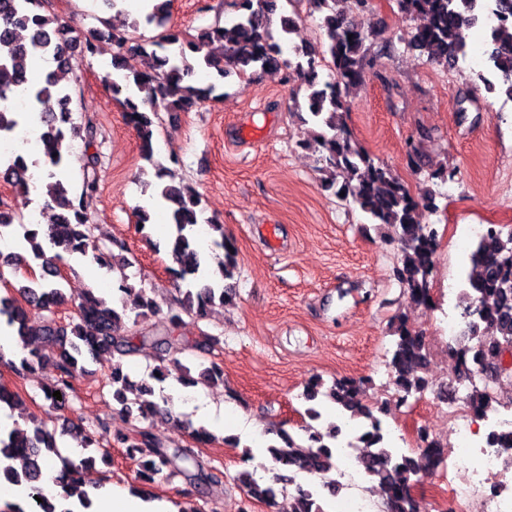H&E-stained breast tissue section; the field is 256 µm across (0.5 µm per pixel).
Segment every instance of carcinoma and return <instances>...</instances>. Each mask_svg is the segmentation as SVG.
Wrapping results in <instances>:
<instances>
[{"instance_id": "1", "label": "carcinoma", "mask_w": 512, "mask_h": 512, "mask_svg": "<svg viewBox=\"0 0 512 512\" xmlns=\"http://www.w3.org/2000/svg\"><path fill=\"white\" fill-rule=\"evenodd\" d=\"M309 11L320 14V26L326 41L295 49L296 61L283 56L282 43L294 33L297 18L282 13L281 0H232L238 16L231 24L216 22L197 34L174 31L168 27L171 0H154L149 12L133 19L132 28L152 27L158 34L133 42L126 31L113 27L95 29L81 39L74 28L55 14L43 10L44 0H0V135H8L24 126L23 117L39 114L35 134L41 143L46 164L51 167L48 181L39 186L43 208L53 212L46 237L56 252L49 255L38 241L39 232L32 225L15 220L13 213L0 212V226L17 223L22 239L31 246L28 254L9 252L0 260V280L5 269L15 273L37 265L40 273L20 283L17 299L0 298V317L15 329L23 345L33 348L19 361H9L16 374L35 373L36 367L50 363L58 371L52 384L41 387L48 402L44 415L28 411L22 397L0 385V404L20 410V417L32 425L31 430L15 428L0 433V476L11 483L25 482L33 494L42 498L35 502L39 512H73L57 509L55 496L41 486L46 464L45 450L56 447V432L48 423L63 420L72 429L80 428L74 414L73 381L86 372V362L106 356L111 366L105 385L112 391V417L130 425L147 420L165 411L168 398L154 400L155 390L146 381L133 380L125 369L124 358L133 354L137 344H151L163 364L156 366L157 382L174 376L185 387L209 384L223 377V367L210 359L220 338L205 332L189 341L175 331L189 317L196 323L205 321L212 308L232 303L235 289L230 280L237 272L236 248L224 236V225L210 220L215 232L212 248L224 251V260L214 273L207 270L206 257L196 238V226L203 213L197 191L179 181L161 184L157 196L170 213L174 233L169 255L173 265L168 270L176 281L175 292L166 313L153 296V291L130 282L126 270L131 260L122 255L125 243L118 240L106 245L94 234L93 206L99 193L98 152L99 129L90 120L77 124L71 104L73 89L60 84L59 72L67 65L71 51L80 46L95 56L112 46V71L106 82L115 93L124 90L142 92L136 103L125 97L126 117L136 129L141 158L151 161L154 153V130L160 123V111L191 112L207 102L215 85L199 86L192 81L200 68L226 78L230 73L249 71H284L288 82L306 89L303 102L297 104L298 120L306 127L305 138L298 146L314 156L320 174V185L334 189L341 200L357 206L373 224L386 229L388 241L400 253L392 276L403 287V294L414 304L431 306L430 278L440 245L439 231L424 224L420 211L438 209L436 195L431 191L415 195L393 171L352 139L346 118L349 106L345 94L364 85L366 70L377 65L383 50H373L369 31L356 27L348 13L337 8V0H306ZM399 9L419 19L409 39V48L444 68L455 65L466 56V40L460 36L461 24L473 0H396ZM134 50L144 58L145 70L125 72L126 52ZM491 70L498 73L499 84L512 99V29L499 34L498 42L486 45ZM51 59L55 69L46 71L38 80L28 77L30 64L36 57ZM332 80L321 81L323 69ZM83 142L80 160V184L71 180V159L75 155V139ZM4 178L20 193L30 192L28 164L23 162L4 168ZM91 254L100 265L117 275L119 303H114L89 289L77 297L76 313L68 321L56 317L57 309L68 299L56 287L64 254ZM467 289L463 290L461 317L470 331L482 327L491 342L482 353L479 371L485 380L468 393L472 406L483 415L498 411L500 402L495 386L503 380L512 381V368H500L504 348L512 346V235H504L503 226L494 224L490 232L474 246L469 257ZM39 312L43 324L35 331L28 325V316ZM137 317H159L160 327L152 335L129 336L123 325L130 314ZM392 348L387 362L388 374L395 388L393 399L375 408L363 398L367 379H336L326 387L315 376L304 387V398L315 401L328 398L336 405V418H349L361 424L358 442L375 452L360 458L365 475L379 481L387 497L388 512H416L410 496L412 485L432 474L438 464L448 458V448L427 440L420 433L427 452L407 455L386 441L383 416L391 406H403L409 398L421 397L428 388L427 380L418 374L425 360V345L399 314L392 322ZM195 354L197 373L181 363L179 355ZM61 393L62 400L53 397ZM189 437L199 446L210 445L216 437L205 427L186 423ZM311 444L303 446L294 436L281 431V443L268 447L273 476L260 481L252 472L243 470L234 477L247 500L272 502L286 492L290 475L306 473L323 479L333 468L330 460L336 455L334 441L339 427L332 423L321 432L305 426ZM117 441L126 448V455L138 466V475L153 481L164 473L184 474L193 481L201 495L211 494L224 486V475L214 469L192 448H167L147 429L134 435L117 430ZM91 457L80 463L62 461L55 484L60 497L89 510L91 498L82 489L85 481L81 470ZM321 492L315 488L295 490L293 512H311Z\"/></svg>"}]
</instances>
